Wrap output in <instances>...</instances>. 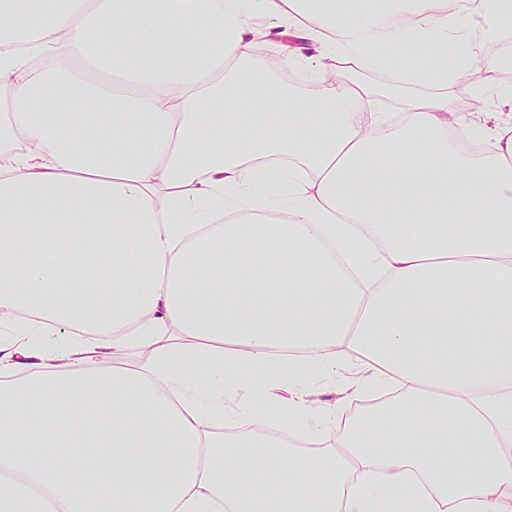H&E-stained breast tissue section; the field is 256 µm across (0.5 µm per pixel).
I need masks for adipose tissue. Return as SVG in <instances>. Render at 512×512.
<instances>
[{
	"label": "adipose tissue",
	"mask_w": 512,
	"mask_h": 512,
	"mask_svg": "<svg viewBox=\"0 0 512 512\" xmlns=\"http://www.w3.org/2000/svg\"><path fill=\"white\" fill-rule=\"evenodd\" d=\"M380 3L0 0V512H512V304L485 289L512 283V53L484 52L512 0L476 35ZM286 35L315 88L254 70ZM397 54L497 111L348 77ZM351 350L348 395H393L370 418L292 393ZM443 90L448 94V100H453L457 108L469 113L471 119L474 121L480 120L484 116V112H488L492 109V105L487 98L477 95L471 91L469 98L474 100L477 103V106L474 109H468L463 97L464 90L461 86L448 84V87Z\"/></svg>",
	"instance_id": "obj_1"
}]
</instances>
